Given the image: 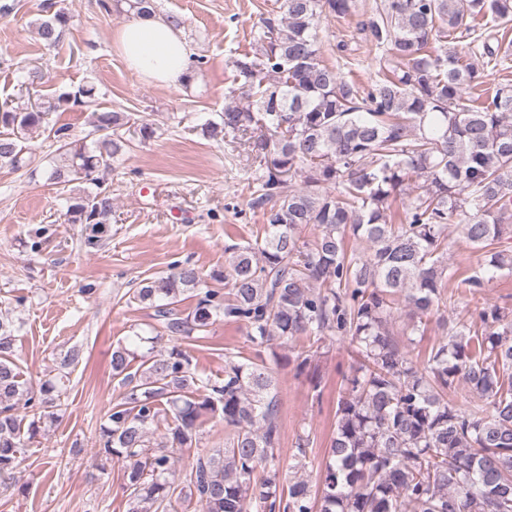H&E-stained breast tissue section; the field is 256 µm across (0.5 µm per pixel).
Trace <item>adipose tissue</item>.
I'll list each match as a JSON object with an SVG mask.
<instances>
[{"label": "adipose tissue", "instance_id": "obj_1", "mask_svg": "<svg viewBox=\"0 0 512 512\" xmlns=\"http://www.w3.org/2000/svg\"><path fill=\"white\" fill-rule=\"evenodd\" d=\"M116 48L127 68L141 81L176 86L191 71V47L181 31L153 14L121 25Z\"/></svg>", "mask_w": 512, "mask_h": 512}]
</instances>
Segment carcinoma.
I'll list each match as a JSON object with an SVG mask.
<instances>
[{
    "instance_id": "1",
    "label": "carcinoma",
    "mask_w": 512,
    "mask_h": 512,
    "mask_svg": "<svg viewBox=\"0 0 512 512\" xmlns=\"http://www.w3.org/2000/svg\"><path fill=\"white\" fill-rule=\"evenodd\" d=\"M350 8V0H283L281 18L264 21L259 52L234 61L247 104H226L204 128L217 141L243 138L259 159L253 205L265 236L229 249L227 301L201 287L187 262L133 293L175 343L159 356L122 346L112 353V375L126 392L101 427L96 455L122 463L128 512H168L176 452L200 447L209 416L224 421L226 434L189 471L202 512H512V320L495 306L478 310L481 334L449 324L448 341L422 367L392 330L398 294L412 332L422 334L447 303L449 281L475 298L489 271L512 273V254L494 250L512 233V86L497 88L486 105L467 104L477 72L448 50L469 18L512 21V0H381L369 28L385 52L366 91L321 60V18ZM68 26L59 10L37 23V34L56 45ZM72 103L93 110L90 142L47 121ZM127 126L142 141L155 134L130 114L99 110L93 85L26 108L4 102L0 167L28 166L29 131L43 129L62 162L51 180L94 186L67 209L72 222L90 226L93 245L112 216V192L98 174L122 151ZM408 188L395 224L392 207ZM450 224L491 252L488 269L467 275L448 264ZM352 239L371 252L349 248ZM188 292L198 302L185 316L179 304ZM220 317L244 326L255 346L337 336L355 347L359 366L342 385L316 490L302 475L314 466L307 437L288 485L280 484L272 369L226 349L224 378H203L181 348L182 340L206 337ZM13 331L0 318V477L19 469L23 436L39 433L61 383L22 378ZM460 383L478 396L465 409L451 399ZM162 419L165 442L154 448Z\"/></svg>"
}]
</instances>
